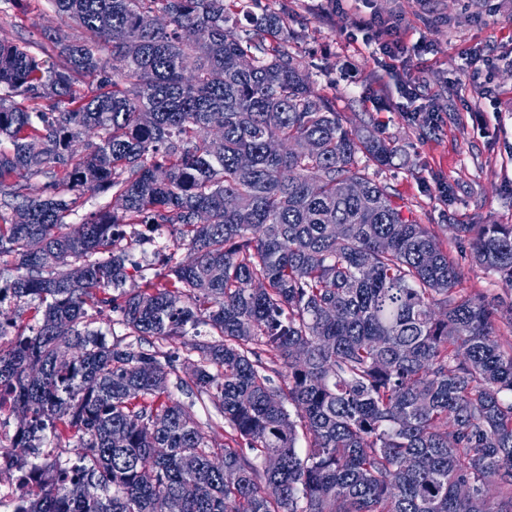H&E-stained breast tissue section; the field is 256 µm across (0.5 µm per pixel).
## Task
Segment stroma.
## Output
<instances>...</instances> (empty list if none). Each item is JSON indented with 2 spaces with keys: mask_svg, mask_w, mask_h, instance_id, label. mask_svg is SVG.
I'll return each mask as SVG.
<instances>
[{
  "mask_svg": "<svg viewBox=\"0 0 512 512\" xmlns=\"http://www.w3.org/2000/svg\"><path fill=\"white\" fill-rule=\"evenodd\" d=\"M318 0H248L257 15L284 20L290 52L306 65L315 92L331 98L345 124L363 127L393 148L388 166L374 177L429 225L444 249L464 267L463 287L486 295L512 286L473 264L450 232L453 224H512V0H342L330 14ZM376 15L396 23L407 44L427 51L392 60L346 40L340 28L354 16ZM67 18L47 0H21L0 38L42 41L67 28ZM493 58L474 75L471 58ZM417 79L419 95L405 87ZM438 122H431V114ZM447 186L440 199L439 186Z\"/></svg>",
  "mask_w": 512,
  "mask_h": 512,
  "instance_id": "stroma-1",
  "label": "stroma"
}]
</instances>
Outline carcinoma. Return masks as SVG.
Here are the masks:
<instances>
[{
  "label": "carcinoma",
  "mask_w": 512,
  "mask_h": 512,
  "mask_svg": "<svg viewBox=\"0 0 512 512\" xmlns=\"http://www.w3.org/2000/svg\"><path fill=\"white\" fill-rule=\"evenodd\" d=\"M46 2L83 36L0 40V257L20 270L0 293L40 315L0 350V386L43 432L22 447L48 432L82 454L72 474L38 466L22 512H486L492 482L512 512V343L496 336L512 300L459 287V259L359 166L393 150L312 89L282 18L241 26V0ZM87 191L112 205L68 223ZM165 225L184 257L157 254L163 271L141 265L125 290L131 245ZM448 229L512 285L511 224ZM103 308L133 341L80 329ZM188 335L185 378L142 347ZM192 409L203 431L207 435L215 437L219 443L223 444L224 441H226V431L228 428L224 426L223 420L220 419L219 421V419H217L216 411L213 407L210 404H207V407H205L197 403ZM214 422H219L220 427L215 426Z\"/></svg>",
  "instance_id": "carcinoma-1"
}]
</instances>
